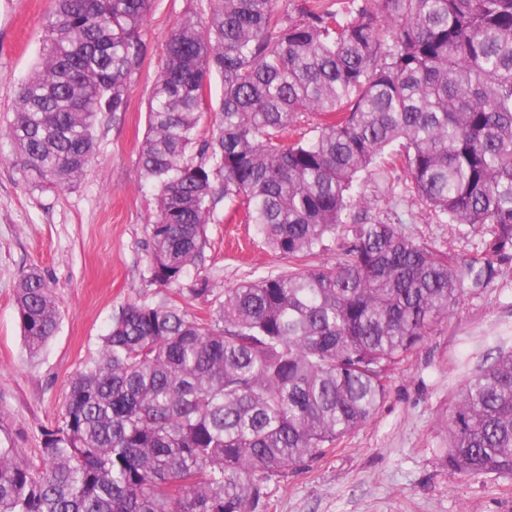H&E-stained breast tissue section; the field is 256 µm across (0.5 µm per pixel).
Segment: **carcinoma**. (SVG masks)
Instances as JSON below:
<instances>
[{
	"mask_svg": "<svg viewBox=\"0 0 512 512\" xmlns=\"http://www.w3.org/2000/svg\"><path fill=\"white\" fill-rule=\"evenodd\" d=\"M151 6L54 0L0 130L31 187L73 186L103 117L128 110ZM396 144L435 216L488 234L479 254L359 218L360 176ZM140 162L150 283L180 285L221 202L294 268L224 289L204 318L121 306L40 463L0 439V512H256L271 477L366 423L393 366L512 262V0H326L296 17L289 0H207L165 41ZM343 224L342 258L310 263ZM15 305L35 356L60 321L39 271L20 273ZM443 458L512 476V350L457 392Z\"/></svg>",
	"mask_w": 512,
	"mask_h": 512,
	"instance_id": "obj_1",
	"label": "carcinoma"
}]
</instances>
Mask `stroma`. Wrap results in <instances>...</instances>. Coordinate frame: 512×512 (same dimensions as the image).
Wrapping results in <instances>:
<instances>
[{
	"label": "stroma",
	"mask_w": 512,
	"mask_h": 512,
	"mask_svg": "<svg viewBox=\"0 0 512 512\" xmlns=\"http://www.w3.org/2000/svg\"><path fill=\"white\" fill-rule=\"evenodd\" d=\"M206 0H154L142 28L145 48L127 111L105 117L92 166L74 187L32 188L0 143V430L30 460L63 407L69 380L98 355L100 338L130 300L168 301L195 316L223 301V290L288 269L254 225L224 221L216 209L207 244L180 290L147 280L148 225L155 203L143 185L140 151L164 42ZM53 0H0V128L13 118L18 86L40 54L41 23ZM361 191L371 218L400 225L450 255L473 254L481 236H463L426 212L402 170L380 166ZM35 269L59 302L57 331L29 358L14 302L21 271ZM209 284L210 293L197 289ZM512 347V267L435 326L389 373L373 417L324 456L273 477L260 512H512V478L452 474L441 450L457 389Z\"/></svg>",
	"instance_id": "obj_1"
}]
</instances>
